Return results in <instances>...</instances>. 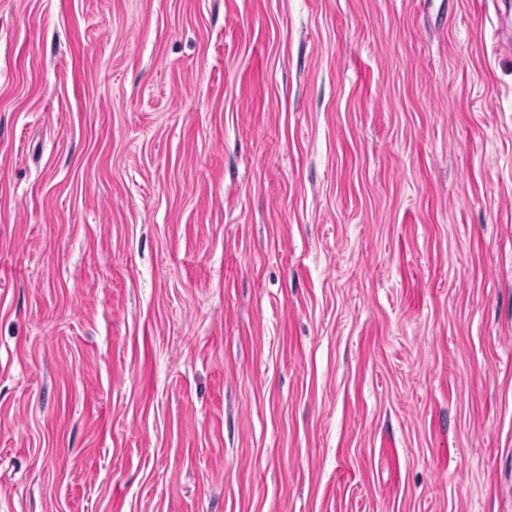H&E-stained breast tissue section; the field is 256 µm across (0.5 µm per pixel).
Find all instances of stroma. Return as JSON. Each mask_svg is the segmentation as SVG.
<instances>
[{"mask_svg": "<svg viewBox=\"0 0 512 512\" xmlns=\"http://www.w3.org/2000/svg\"><path fill=\"white\" fill-rule=\"evenodd\" d=\"M493 0H0V512H512Z\"/></svg>", "mask_w": 512, "mask_h": 512, "instance_id": "35a3bbf8", "label": "stroma"}]
</instances>
